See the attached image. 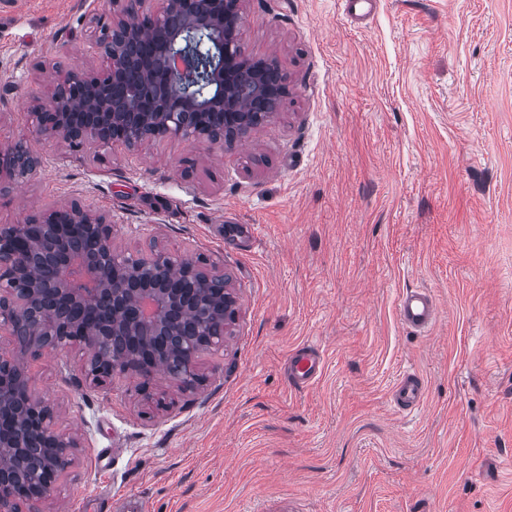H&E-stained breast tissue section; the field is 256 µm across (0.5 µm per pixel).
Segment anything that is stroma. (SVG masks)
Here are the masks:
<instances>
[{
	"label": "stroma",
	"mask_w": 512,
	"mask_h": 512,
	"mask_svg": "<svg viewBox=\"0 0 512 512\" xmlns=\"http://www.w3.org/2000/svg\"><path fill=\"white\" fill-rule=\"evenodd\" d=\"M103 0H0V144L41 157L0 196V225L79 201L114 246L223 270L238 318L206 381L128 373L101 390L84 354L29 363L78 432L43 512H512V0H245L248 55L288 73L279 114L232 149L166 139L80 151L31 133L54 63L94 74ZM435 298L429 335L400 323ZM317 347L319 379L288 380ZM408 367L420 411L390 403ZM397 315L405 327L425 333L436 322L438 306L430 293L411 289L399 299Z\"/></svg>",
	"instance_id": "stroma-1"
}]
</instances>
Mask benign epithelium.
<instances>
[{"instance_id": "obj_1", "label": "benign epithelium", "mask_w": 512, "mask_h": 512, "mask_svg": "<svg viewBox=\"0 0 512 512\" xmlns=\"http://www.w3.org/2000/svg\"><path fill=\"white\" fill-rule=\"evenodd\" d=\"M107 0L93 17L107 57L96 76L68 70L55 93L32 113V133L79 149L87 145L134 148L167 137L231 147L272 121L288 89L275 58L244 51L242 0ZM147 40L148 60L137 54ZM36 160L22 143L0 146V173L25 172ZM112 223L76 203L37 212L22 224L0 225V329L12 347L0 348V512L39 507L71 465L75 437L55 426L53 409L37 398L30 359L46 348L79 346L85 380L106 389L112 377L135 373L145 400L165 405L150 391V358L130 360L120 336L165 342L173 377L185 388L202 385L201 355L224 346L238 316L224 274L153 249L123 260L112 243ZM50 443V456L29 467L34 445Z\"/></svg>"}]
</instances>
